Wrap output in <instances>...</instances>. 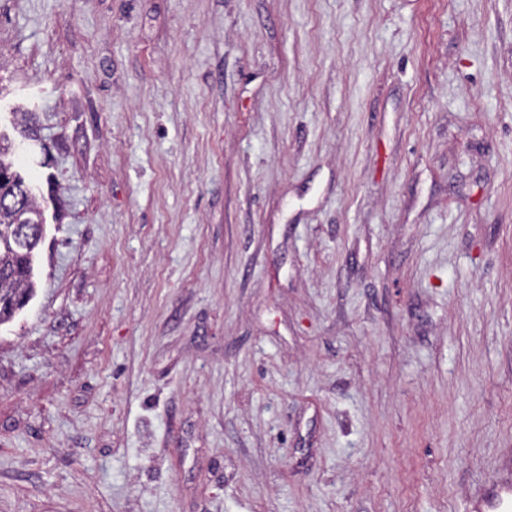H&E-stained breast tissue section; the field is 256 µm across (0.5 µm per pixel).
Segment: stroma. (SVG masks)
<instances>
[{
  "mask_svg": "<svg viewBox=\"0 0 512 512\" xmlns=\"http://www.w3.org/2000/svg\"><path fill=\"white\" fill-rule=\"evenodd\" d=\"M46 224L0 512H468L512 476V0H0Z\"/></svg>",
  "mask_w": 512,
  "mask_h": 512,
  "instance_id": "1",
  "label": "stroma"
}]
</instances>
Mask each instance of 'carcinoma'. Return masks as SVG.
<instances>
[{"label":"carcinoma","instance_id":"obj_1","mask_svg":"<svg viewBox=\"0 0 512 512\" xmlns=\"http://www.w3.org/2000/svg\"><path fill=\"white\" fill-rule=\"evenodd\" d=\"M17 158L10 147L0 143V175L5 182L0 186V227L15 229L12 239L0 241V324L12 320L23 307L10 296L20 293L30 298L33 292L32 245L42 239L44 226L19 223V212L24 208L38 209L24 178L15 170Z\"/></svg>","mask_w":512,"mask_h":512}]
</instances>
